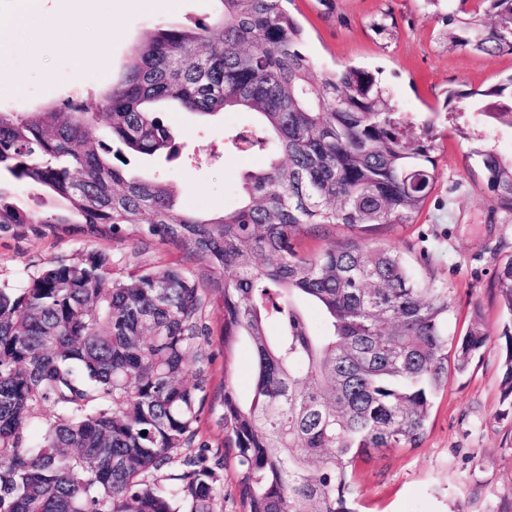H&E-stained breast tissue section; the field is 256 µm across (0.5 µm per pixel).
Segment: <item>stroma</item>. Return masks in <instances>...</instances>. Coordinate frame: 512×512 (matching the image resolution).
Segmentation results:
<instances>
[{
    "mask_svg": "<svg viewBox=\"0 0 512 512\" xmlns=\"http://www.w3.org/2000/svg\"><path fill=\"white\" fill-rule=\"evenodd\" d=\"M214 0H141L117 11L111 39L79 30L66 42L36 29L0 25V68L19 85L0 86V110L27 112L44 103L95 106L102 91L119 80L134 46L160 23L209 21ZM304 29V49L321 70L351 63L376 72L399 109L414 119L436 113L443 147L436 155L437 181L415 223L383 226L364 234V243L401 252L413 275L448 291V333L462 337L473 309H480L491 334L506 315L497 293V274L512 255V214L498 209L479 164L467 158L473 139L493 133L503 154L512 153V128L487 130L477 119L455 118L444 100L451 90L485 88L512 77V54L487 56L448 47L443 24L426 0H294ZM388 16L394 38L376 34L371 23ZM85 62H77L76 52ZM50 80H42L40 70ZM165 124L177 133L176 157L129 159L130 172L160 177L175 187L180 206L219 215L240 198L239 177L263 166L265 157L241 151L231 141L255 121L250 112L224 111L208 118L170 110ZM91 250L112 257V276L132 264L174 266L207 282L204 259L157 240L94 237L60 231L42 236L0 233V287H18L55 257L75 259ZM222 314L211 309V334L202 347L214 357L206 384L198 442L216 465L224 512H239L231 450L224 447L221 382L232 367L237 390L252 388V353L238 343L224 356ZM501 359L496 346L477 354L466 374L449 373L434 398L425 439L417 448H392L358 460L354 490L359 512H512V405L501 400Z\"/></svg>",
    "mask_w": 512,
    "mask_h": 512,
    "instance_id": "obj_1",
    "label": "stroma"
}]
</instances>
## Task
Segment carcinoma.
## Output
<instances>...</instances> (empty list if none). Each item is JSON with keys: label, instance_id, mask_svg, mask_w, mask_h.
Here are the masks:
<instances>
[{"label": "carcinoma", "instance_id": "obj_1", "mask_svg": "<svg viewBox=\"0 0 512 512\" xmlns=\"http://www.w3.org/2000/svg\"><path fill=\"white\" fill-rule=\"evenodd\" d=\"M216 2L211 21L159 25L136 44L101 97L103 138L88 132L94 117L82 105L0 111V233L128 229L202 257L217 284L203 288L172 267L114 280L110 255L90 251L0 288V512H223L205 455L168 472L199 433L212 359L198 345L210 305L222 312L224 356L240 341L252 351L247 398L224 361V447L240 512H356V459L420 447L448 359L463 373L492 344L476 312L448 355V289L421 286L398 250L356 239L415 223L436 181L434 121L398 111L366 68L320 73L301 50L292 0ZM427 2L452 46L512 54V0ZM505 90L450 91L445 107L512 128ZM168 104L257 116L232 141L268 161L244 173L238 204L219 216L184 211L172 185L114 163L173 156L176 133L160 118ZM469 156L512 213V156L487 141ZM22 184L58 208L24 207ZM338 226L353 237L313 256L296 250L298 238ZM497 288L512 316V256ZM304 302L322 309V332ZM497 346L502 397L512 400V321Z\"/></svg>", "mask_w": 512, "mask_h": 512}]
</instances>
